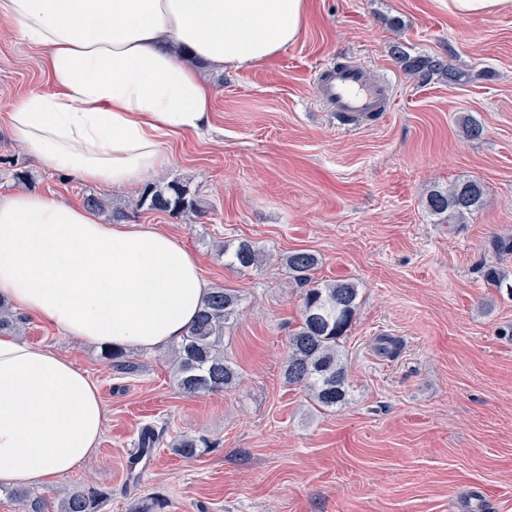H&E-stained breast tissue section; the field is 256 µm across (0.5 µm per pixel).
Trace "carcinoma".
Listing matches in <instances>:
<instances>
[{
  "label": "carcinoma",
  "mask_w": 512,
  "mask_h": 512,
  "mask_svg": "<svg viewBox=\"0 0 512 512\" xmlns=\"http://www.w3.org/2000/svg\"><path fill=\"white\" fill-rule=\"evenodd\" d=\"M392 54L403 70L412 76L428 78L438 75L450 83L460 79V73L444 61L430 56H411L395 45ZM485 203V188L477 178H463L445 188L431 190L424 201L427 212L440 224H461ZM136 207L189 216L201 213L199 203L190 188L177 180L163 186H146ZM227 264L240 270L258 268L263 252L250 241L224 242L218 251ZM293 279L305 286L301 320L288 336V355L284 379L290 386L308 392L312 404L320 411H330L345 404L349 397L347 361L341 351V340L347 335L358 305L359 289L349 279L318 282L312 277L319 259L307 250L292 251L284 259ZM486 283L496 290H507L512 296V284L504 287L506 277L497 268L488 266L483 274ZM242 298L234 288L216 287L207 296L196 321L177 343L170 357L175 384L179 392L199 395L223 392L236 386L239 371L224 356V328L239 314ZM23 317L0 301V334L20 329ZM112 368L121 374L139 370L140 363L131 360L122 350L109 352ZM162 433L152 427L141 431L139 447L151 453ZM6 495L18 502L23 512H101L112 492L93 485L78 488L55 502L26 489H11Z\"/></svg>",
  "instance_id": "obj_1"
}]
</instances>
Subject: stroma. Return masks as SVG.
Listing matches in <instances>:
<instances>
[{
	"mask_svg": "<svg viewBox=\"0 0 512 512\" xmlns=\"http://www.w3.org/2000/svg\"><path fill=\"white\" fill-rule=\"evenodd\" d=\"M305 28L262 65L215 71L195 63L213 91L202 135L170 144L158 183H187L205 211L194 221L135 209L141 190L81 182L29 156L11 135L12 104L50 92L44 48L0 21V196L38 192L68 202L111 198L128 224L176 236L211 287L239 290L243 313L224 331L241 380L230 390L179 393L165 349L138 351V374L114 373L103 347L74 340L34 316L28 342L87 372L104 407L95 456L44 488L92 482L111 490L102 512L156 498L163 512H512V297L482 268L512 280V14L454 17L448 0H309ZM442 57L463 81L410 78L390 48ZM349 61L388 88L392 108L356 123L316 96L321 66ZM483 128L467 138L460 116ZM24 169L31 181L18 182ZM473 176L486 203L457 229L425 210L434 187ZM250 240L267 261L240 273L215 247ZM306 249L317 280L349 278L358 307L342 346L351 398L312 409L285 383L288 332L303 290L281 259ZM397 340L383 354V339ZM164 434L138 460L142 427ZM196 439L186 459L174 439Z\"/></svg>",
	"mask_w": 512,
	"mask_h": 512,
	"instance_id": "obj_1",
	"label": "stroma"
}]
</instances>
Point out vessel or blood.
<instances>
[{
  "label": "vessel or blood",
  "instance_id": "1",
  "mask_svg": "<svg viewBox=\"0 0 512 512\" xmlns=\"http://www.w3.org/2000/svg\"><path fill=\"white\" fill-rule=\"evenodd\" d=\"M314 91L332 111L347 116H364L390 108L384 86L370 81L365 70L356 65L325 67L315 82Z\"/></svg>",
  "mask_w": 512,
  "mask_h": 512
}]
</instances>
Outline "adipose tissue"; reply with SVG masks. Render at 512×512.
Masks as SVG:
<instances>
[{
    "instance_id": "ef3b65f1",
    "label": "adipose tissue",
    "mask_w": 512,
    "mask_h": 512,
    "mask_svg": "<svg viewBox=\"0 0 512 512\" xmlns=\"http://www.w3.org/2000/svg\"><path fill=\"white\" fill-rule=\"evenodd\" d=\"M307 12L308 0H0V19L47 50L55 86L12 106V134L52 169L135 187L170 165L169 138L208 124L212 92L187 59L256 67L299 39ZM209 292L174 236L43 194L0 197V299L70 336L159 349L181 340ZM103 427L84 371L0 336V487L73 472Z\"/></svg>"
}]
</instances>
